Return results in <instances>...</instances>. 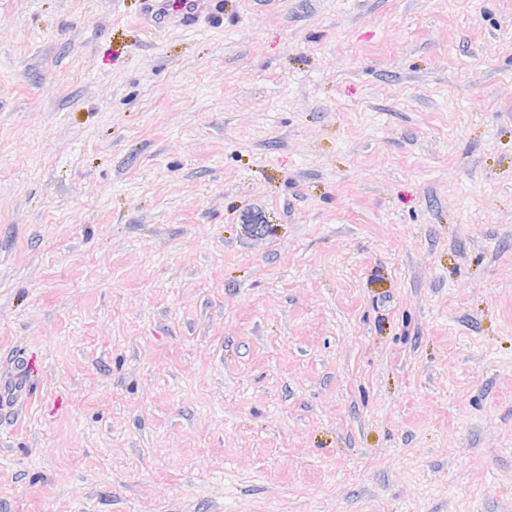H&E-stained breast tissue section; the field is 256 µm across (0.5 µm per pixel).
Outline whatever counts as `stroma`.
I'll return each instance as SVG.
<instances>
[{"instance_id": "obj_1", "label": "stroma", "mask_w": 512, "mask_h": 512, "mask_svg": "<svg viewBox=\"0 0 512 512\" xmlns=\"http://www.w3.org/2000/svg\"><path fill=\"white\" fill-rule=\"evenodd\" d=\"M0 0V512H512V0ZM217 0H146L140 21L147 28L177 26L196 30L200 22L216 15Z\"/></svg>"}]
</instances>
